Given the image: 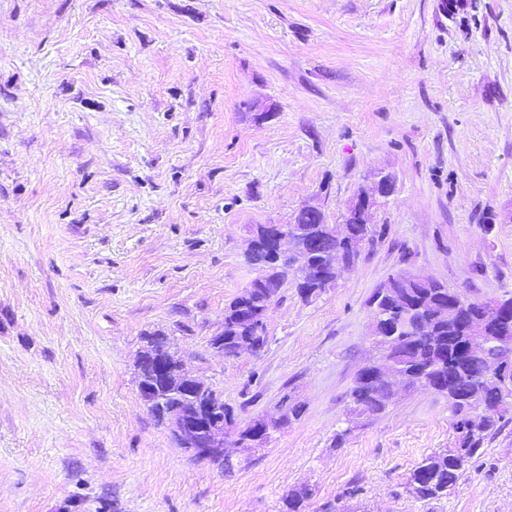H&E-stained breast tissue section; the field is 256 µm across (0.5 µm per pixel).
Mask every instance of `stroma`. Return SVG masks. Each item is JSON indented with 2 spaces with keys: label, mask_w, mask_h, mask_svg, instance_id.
I'll return each instance as SVG.
<instances>
[{
  "label": "stroma",
  "mask_w": 512,
  "mask_h": 512,
  "mask_svg": "<svg viewBox=\"0 0 512 512\" xmlns=\"http://www.w3.org/2000/svg\"><path fill=\"white\" fill-rule=\"evenodd\" d=\"M377 173L355 268L287 282L261 352L213 349L252 230L339 223ZM402 271L512 292V0H0V512H280L304 485L307 512H512V413L430 500L404 482L451 447L447 399L348 413ZM158 333L239 423L299 418L192 456L138 395Z\"/></svg>",
  "instance_id": "1"
}]
</instances>
